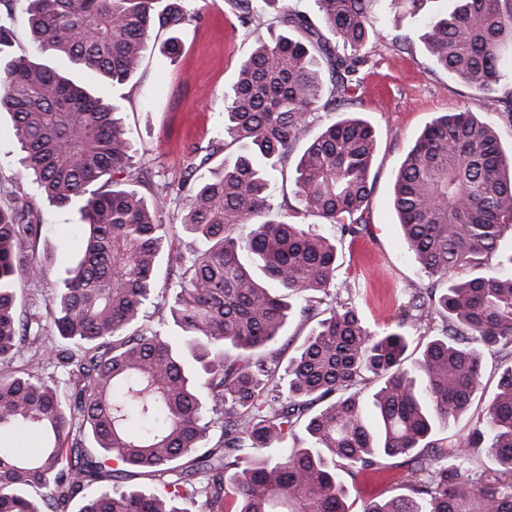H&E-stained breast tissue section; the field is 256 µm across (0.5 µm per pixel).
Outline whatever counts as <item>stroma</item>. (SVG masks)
Here are the masks:
<instances>
[{
    "mask_svg": "<svg viewBox=\"0 0 512 512\" xmlns=\"http://www.w3.org/2000/svg\"><path fill=\"white\" fill-rule=\"evenodd\" d=\"M193 8L201 18L180 29L183 52L177 60L161 53V40L156 37L149 42L140 70L124 85L114 86L88 73L79 76L96 95L117 106L136 157L147 163L149 177L157 185L198 177L201 146L224 138L225 92L251 41L270 35L263 25L231 26V0H193ZM373 16L377 34L360 51L362 83L346 110L376 131L378 149L370 175L373 192L365 231L338 245L336 287L371 329L386 332L398 327L406 291L428 283L406 250L394 209L398 169L425 126L447 112H472L491 120L505 153L511 154L512 61L503 62L500 84L485 96L437 68L418 38L416 24L396 20L388 0H375ZM398 30L409 37V52L394 46L392 36ZM10 126V117L1 116L0 202L7 199L12 184L22 183L42 224L33 251L47 260L55 276H64L79 251L80 215L74 207L50 206L36 183L22 176ZM406 474V466L397 458L388 460L384 474L345 477L350 512H362L365 502L374 498L403 493Z\"/></svg>",
    "mask_w": 512,
    "mask_h": 512,
    "instance_id": "1",
    "label": "stroma"
}]
</instances>
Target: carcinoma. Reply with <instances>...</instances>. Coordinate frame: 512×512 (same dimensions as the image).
I'll use <instances>...</instances> for the list:
<instances>
[{
    "label": "carcinoma",
    "mask_w": 512,
    "mask_h": 512,
    "mask_svg": "<svg viewBox=\"0 0 512 512\" xmlns=\"http://www.w3.org/2000/svg\"><path fill=\"white\" fill-rule=\"evenodd\" d=\"M36 49L122 85L150 34L174 33L189 0H24ZM245 27L259 13L232 0ZM330 34L304 12L275 16L224 95V137L239 151L194 183H177L180 225L134 186L149 171L115 108L66 75L11 52L0 17V113L20 164L52 206H79L83 245L45 311L20 308L50 279L28 253L40 235L21 184L0 206V512H349L336 472L408 465L409 494L362 512H512V167L491 122L448 112L402 162L393 203L408 251L436 284L411 288L398 327L440 318L413 369L408 339L378 333L336 292L337 247L308 224L270 217L271 178L297 144L301 213L356 238L372 193L374 128L346 117L309 136L316 111L348 104L357 55L375 36L373 0H313ZM421 21L435 64L481 94L512 52V0H390ZM119 180H114V177ZM207 244L171 250L168 311L144 312L164 244L177 228ZM495 260L493 276L473 271ZM311 325L281 367L288 321ZM499 354L497 391L467 447L433 439L435 420L465 416L481 385L482 350ZM376 382L373 414L361 393ZM301 427L305 446L284 448ZM40 437L25 453L14 441ZM495 468L481 469L482 453ZM145 476L148 489L128 480Z\"/></svg>",
    "instance_id": "1"
}]
</instances>
